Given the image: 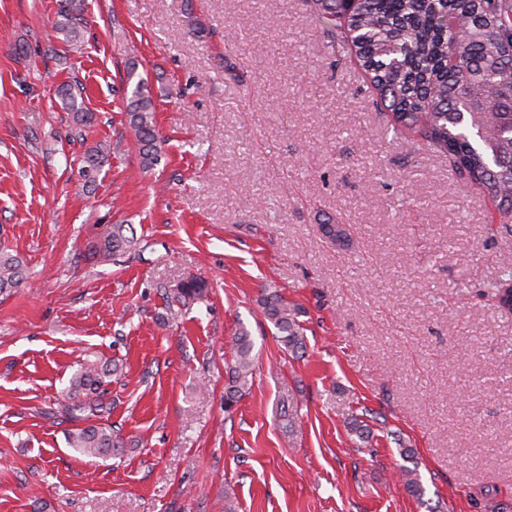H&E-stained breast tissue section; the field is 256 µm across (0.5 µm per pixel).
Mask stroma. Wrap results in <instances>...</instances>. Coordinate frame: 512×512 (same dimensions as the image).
<instances>
[{"label": "stroma", "instance_id": "35a3bbf8", "mask_svg": "<svg viewBox=\"0 0 512 512\" xmlns=\"http://www.w3.org/2000/svg\"><path fill=\"white\" fill-rule=\"evenodd\" d=\"M85 5L70 42L57 0H0V250L23 261L0 294V512H512V312L489 295L512 226L491 201L393 130L304 0ZM141 77L151 171L122 107ZM115 224L136 250L91 260ZM199 277L206 296L178 302ZM268 288L304 309V352L276 338ZM242 327L253 375L228 413ZM95 360L118 367L89 419L120 436L107 458L66 443L69 381ZM61 97L66 101V105L73 112L74 123L80 127L89 125L92 121V114L86 112L81 104L78 103V96L72 90L71 86H64L60 90ZM107 161L108 152H106V149L101 144L89 146L85 149L81 159L83 187L95 181L96 175L105 166Z\"/></svg>", "mask_w": 512, "mask_h": 512}]
</instances>
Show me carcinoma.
Instances as JSON below:
<instances>
[{
	"mask_svg": "<svg viewBox=\"0 0 512 512\" xmlns=\"http://www.w3.org/2000/svg\"><path fill=\"white\" fill-rule=\"evenodd\" d=\"M323 19L331 43L341 42L365 68L371 82L389 100L395 127L409 128L448 158V166L485 192L501 218L512 216V0H355L346 15L336 0H306ZM84 0H62L57 28L74 41L83 21ZM73 112L74 123L89 125L92 114L78 103L71 87L60 90ZM125 112L144 167L160 160L151 88L138 81L125 97ZM108 161L106 149L96 144L81 159L82 186L95 181ZM123 224L108 228L92 255L109 261L137 248ZM23 279V261L0 252V292ZM509 272L495 285L492 300L505 309ZM205 283L190 279L178 288L179 297H200ZM264 316L279 341L292 351L306 347L301 310L276 291L260 298ZM253 341L245 328L234 340L231 376L225 386L224 408L240 400L251 375ZM112 368L93 362L70 379L72 399L65 412L106 410L104 396ZM67 444L87 457L112 454V428L77 427Z\"/></svg>",
	"mask_w": 512,
	"mask_h": 512,
	"instance_id": "obj_1",
	"label": "carcinoma"
}]
</instances>
